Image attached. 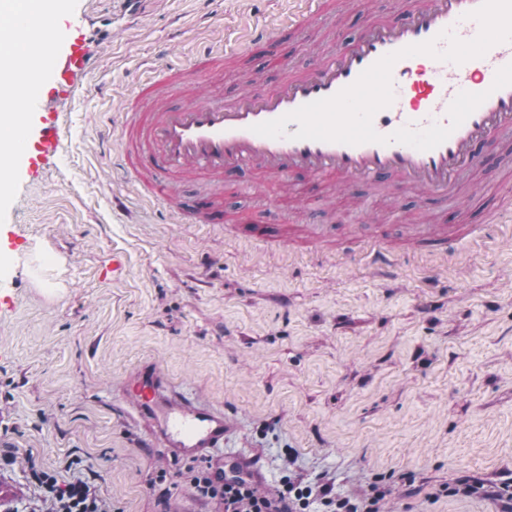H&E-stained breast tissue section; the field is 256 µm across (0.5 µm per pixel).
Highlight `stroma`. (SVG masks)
<instances>
[{
	"label": "stroma",
	"instance_id": "obj_1",
	"mask_svg": "<svg viewBox=\"0 0 512 512\" xmlns=\"http://www.w3.org/2000/svg\"><path fill=\"white\" fill-rule=\"evenodd\" d=\"M96 60L88 83L59 100L61 154L39 179L0 195V477L21 487L13 512L42 507L26 460L70 480L76 459L99 477L114 512H209L185 482L189 464L146 435L127 395L155 368L170 388L223 409L231 431L211 457L243 454L277 485L326 478L341 496L390 488L382 512H501L512 485V223L449 256L412 244L376 274L354 246L259 247L241 216L278 227L306 210L337 230L400 242L422 223L419 194L373 198L362 186L302 189L273 180L244 192L224 178V221L170 219L128 176L121 114L162 62L187 67L205 43L236 48L243 28L286 14L290 0H62ZM359 15H340L301 51L288 40L240 55L199 102L281 81L279 56L308 66L348 42ZM399 212L402 224L387 220ZM166 470L160 498L150 482Z\"/></svg>",
	"mask_w": 512,
	"mask_h": 512
}]
</instances>
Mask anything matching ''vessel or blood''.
Returning a JSON list of instances; mask_svg holds the SVG:
<instances>
[{
	"mask_svg": "<svg viewBox=\"0 0 512 512\" xmlns=\"http://www.w3.org/2000/svg\"><path fill=\"white\" fill-rule=\"evenodd\" d=\"M481 0H398L395 18L368 12L361 33L347 46L328 49L308 67L295 68L283 60L285 75L270 88H255L231 98L215 95L203 103L184 98L180 105L166 103L164 93L190 82L207 80L231 54L205 48L191 68L163 67L141 86V98L152 100L150 111H126L123 132L133 135L137 162L131 170L137 181L150 186L166 205L182 209L186 223L210 224L218 217V187L225 172L249 169L280 181L300 176L322 186L353 183L387 193H416L448 204L477 178L484 165V148L512 141V85L493 89L495 74L512 63V42L491 47L480 58L456 65L426 55L398 60L392 68L394 101L373 119L375 130L388 135L405 126L448 125V108L462 91L486 93V100L441 145L420 151L401 143L347 145L293 139L297 124H288L287 137L272 139L253 132V125L274 120L299 107L337 94L386 54L435 38L450 29L463 40L473 39L479 25L469 19ZM362 7V0H297L288 14L271 23L255 25L240 38L251 49L279 34L303 42L308 30L330 15ZM31 57L40 77L21 97L23 116L13 133L11 156L16 173L31 177L48 165L61 148V130L53 110L56 97L81 83L94 67L81 28L67 23L55 30L50 49L34 45ZM190 177L200 182L203 205L183 208L172 193V182ZM512 216V195L498 197L495 206L462 224H408L403 238L413 245L451 253L480 240L488 225ZM245 233L255 244L294 238L284 227L272 231L264 224H249ZM397 244H369L362 252L367 264L391 268ZM130 394L149 436H161L177 455L193 457L220 448L229 431L221 409L191 401L170 391L153 369L134 380Z\"/></svg>",
	"mask_w": 512,
	"mask_h": 512,
	"instance_id": "obj_1",
	"label": "vessel or blood"
}]
</instances>
